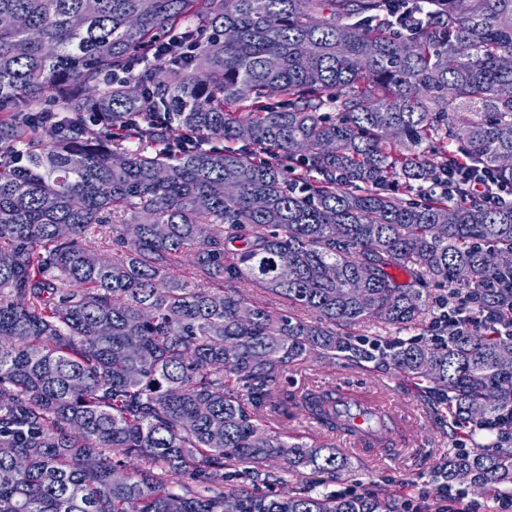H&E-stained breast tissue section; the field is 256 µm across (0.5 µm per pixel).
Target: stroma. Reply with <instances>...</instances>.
<instances>
[{"mask_svg":"<svg viewBox=\"0 0 512 512\" xmlns=\"http://www.w3.org/2000/svg\"><path fill=\"white\" fill-rule=\"evenodd\" d=\"M281 387L294 392L312 385L340 386L364 398L386 405L407 431L406 443L371 452L343 446L349 461L336 476L316 478L321 490H385L404 512H432L438 487L434 474L456 441L448 425L430 405L420 402L391 374L370 373L341 364H313L285 372Z\"/></svg>","mask_w":512,"mask_h":512,"instance_id":"35a3bbf8","label":"stroma"}]
</instances>
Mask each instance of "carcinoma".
<instances>
[{
  "label": "carcinoma",
  "mask_w": 512,
  "mask_h": 512,
  "mask_svg": "<svg viewBox=\"0 0 512 512\" xmlns=\"http://www.w3.org/2000/svg\"><path fill=\"white\" fill-rule=\"evenodd\" d=\"M394 2L0 0V512H399L271 486L272 460L345 466L336 388H280L308 361L392 371L464 438L512 414V199L434 191L461 165L512 190V0H423L408 26ZM429 278L494 320L343 331L416 328ZM290 405L322 441L274 429ZM438 477L507 490L512 445Z\"/></svg>",
  "instance_id": "carcinoma-1"
}]
</instances>
